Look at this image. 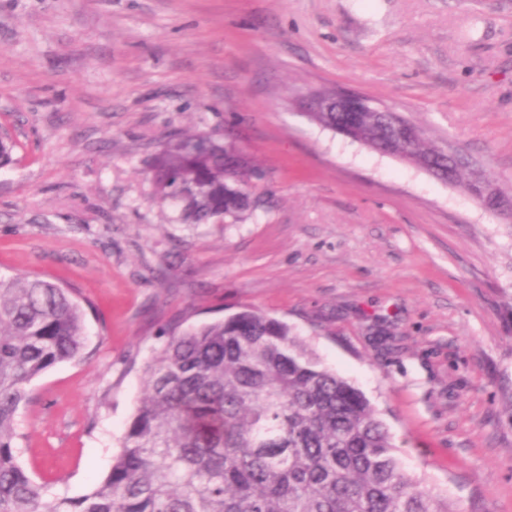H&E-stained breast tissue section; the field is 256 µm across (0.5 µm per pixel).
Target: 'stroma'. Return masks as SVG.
<instances>
[{
	"label": "stroma",
	"instance_id": "obj_1",
	"mask_svg": "<svg viewBox=\"0 0 512 512\" xmlns=\"http://www.w3.org/2000/svg\"><path fill=\"white\" fill-rule=\"evenodd\" d=\"M340 87L512 195V0H0V274L90 301L87 357L34 380L19 463L101 481L167 332L247 306L360 388L456 512H512V226L462 185L308 120ZM266 172L237 224H182L151 164L181 133Z\"/></svg>",
	"mask_w": 512,
	"mask_h": 512
}]
</instances>
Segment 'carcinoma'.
<instances>
[{"mask_svg": "<svg viewBox=\"0 0 512 512\" xmlns=\"http://www.w3.org/2000/svg\"><path fill=\"white\" fill-rule=\"evenodd\" d=\"M310 120L372 151H404L490 212L512 204L407 118L397 125L348 111ZM152 171L156 198L183 224L243 221L260 176L232 144L196 132L169 141ZM85 317L73 288L0 275V512H453L448 496L402 467L359 388L287 323L247 307L171 332L144 367V394L108 474L78 497L48 496L18 462L19 418L33 380L84 359Z\"/></svg>", "mask_w": 512, "mask_h": 512, "instance_id": "obj_1", "label": "carcinoma"}]
</instances>
